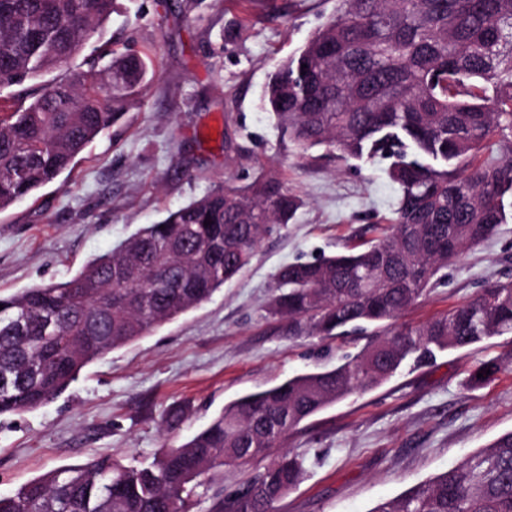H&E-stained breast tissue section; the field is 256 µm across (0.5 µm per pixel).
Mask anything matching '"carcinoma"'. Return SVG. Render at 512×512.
<instances>
[{
    "mask_svg": "<svg viewBox=\"0 0 512 512\" xmlns=\"http://www.w3.org/2000/svg\"><path fill=\"white\" fill-rule=\"evenodd\" d=\"M113 2L0 0V90L21 87L0 98L1 211L68 170L145 90L150 63L136 52H94L71 67ZM264 105L299 150L383 160L401 190L389 229L364 250L278 271L268 310L295 336L395 319L512 220V0H336L269 77ZM301 206L275 175L227 181L72 278L1 296L0 416L47 404L89 364L206 302ZM510 334L512 281H497L331 370L238 398L146 464L107 457L52 469L0 494V512H191L203 496L209 512H276L305 468L299 454L271 452L303 421L379 387L407 360ZM268 456L227 493L201 480ZM372 512H512V431Z\"/></svg>",
    "mask_w": 512,
    "mask_h": 512,
    "instance_id": "1",
    "label": "carcinoma"
}]
</instances>
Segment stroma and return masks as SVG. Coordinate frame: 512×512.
I'll list each match as a JSON object with an SVG mask.
<instances>
[{"label":"stroma","mask_w":512,"mask_h":512,"mask_svg":"<svg viewBox=\"0 0 512 512\" xmlns=\"http://www.w3.org/2000/svg\"><path fill=\"white\" fill-rule=\"evenodd\" d=\"M336 0H114L92 48L131 50L153 68L140 102L70 169L0 212V295L67 280L95 256L223 185L277 175L304 205L263 236L232 283L198 309L90 364L48 404L0 417V493L98 456L127 464L179 444L225 404L293 375L331 368L369 335H290L271 316L278 270L363 249L388 225L400 189L381 163L299 154L263 107L265 87L334 11ZM512 280V222L448 267L390 321L417 326ZM502 370L476 383L485 362ZM182 407L177 427L165 421ZM512 431V335L437 355L304 421L286 449L306 477L278 512H372Z\"/></svg>","instance_id":"1"}]
</instances>
